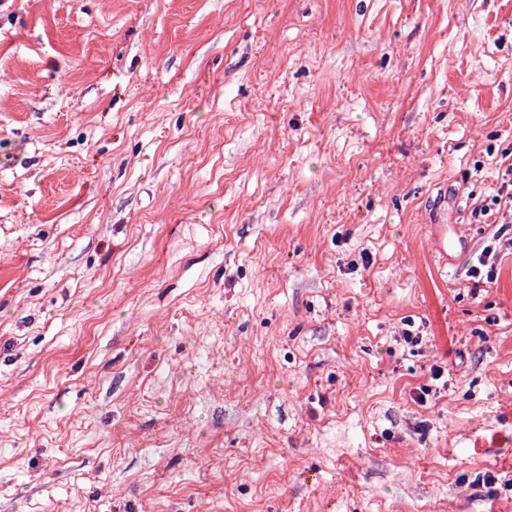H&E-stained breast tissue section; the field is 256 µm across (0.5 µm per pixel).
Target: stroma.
Returning a JSON list of instances; mask_svg holds the SVG:
<instances>
[{"instance_id":"1","label":"stroma","mask_w":512,"mask_h":512,"mask_svg":"<svg viewBox=\"0 0 512 512\" xmlns=\"http://www.w3.org/2000/svg\"><path fill=\"white\" fill-rule=\"evenodd\" d=\"M508 150L512 0H0V512H512Z\"/></svg>"}]
</instances>
